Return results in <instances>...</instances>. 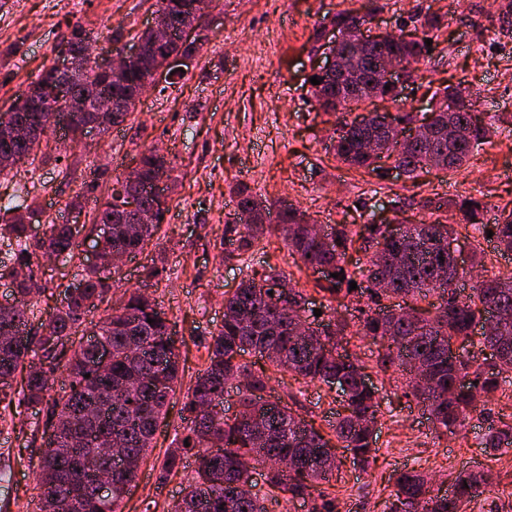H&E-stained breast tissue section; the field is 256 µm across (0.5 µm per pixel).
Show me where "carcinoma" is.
Segmentation results:
<instances>
[{
	"label": "carcinoma",
	"instance_id": "cac0c4a2",
	"mask_svg": "<svg viewBox=\"0 0 512 512\" xmlns=\"http://www.w3.org/2000/svg\"><path fill=\"white\" fill-rule=\"evenodd\" d=\"M172 0H158L157 13L167 26L177 29L182 17L168 10ZM358 15L340 12L332 25L345 32L339 55L344 61L343 81L316 75L320 84L312 93L320 109L336 115L334 150L336 159L356 170L389 168L409 178L430 168L454 174L468 161L475 148L490 141L492 128L475 112L472 100L451 87L444 88L438 106L449 113L422 140L406 143L401 153L385 155L383 149L396 138L400 126L413 120L411 112L389 117L385 112H362L371 100L367 81L374 68L389 55L416 64L427 57L428 33L441 28L443 17L427 14L420 22L422 36L404 39L388 33L384 40L360 46L350 35ZM137 40L149 44L152 54L164 56L181 50L192 53L193 42L173 40L162 46L151 43L147 31ZM147 70L132 64L119 83L112 84V104L126 118L135 108L137 91ZM58 97L44 100L40 136L32 140L0 141V175L10 173L38 155H49L50 137L57 134L55 110ZM140 181L134 191L144 195L156 184L170 179L173 166L163 155L147 149L139 156ZM129 185L116 178L111 194L99 205L90 225L48 224L42 237L29 234L37 222L33 207L36 185L23 186L8 199L0 215V238L8 250L0 259V281L11 285L19 307L0 313V403L5 389L19 374L20 394L29 407L46 412L42 432L43 450L38 459L41 493L36 512H123V503L134 486L138 471L117 468L112 455L97 449L101 438L113 437L129 463H142L150 451L149 437L165 422L175 396L179 354L169 320L139 290L124 292L112 313L85 328L90 309L104 301L112 290V252L142 253L160 230L167 203L148 197L144 203L156 208L155 222L139 223L134 211L120 209L117 201ZM237 212L234 223L225 225L234 249L229 256L247 263L246 255L274 230L306 268L325 267L338 274L322 287L340 302L349 296L350 282L361 276L379 311L357 309L347 318L335 307L328 320L317 325L326 330L316 335L297 331L294 323L308 319L304 294L278 273H246L238 287L224 297V322L207 346L206 367L188 388L181 407V420L190 446L180 444L181 453H168L162 477L178 469L184 453L196 451V476L188 482L172 512H267L264 502L280 493L288 499L312 503L309 512H338L336 498L328 492L338 479L340 460L336 449H345L353 462L364 465L376 451L372 428L383 415L379 389L366 387L364 366L349 352L350 337L370 338L381 343L377 367L383 375L395 374L403 395L421 404L435 428L454 434L466 426L471 415L480 413L502 389L503 375L512 373V275L493 274L472 287L462 298L443 272L451 270V257L440 241L456 234L445 213L452 207L459 223L481 234L493 232L497 249L512 252V213L501 214L497 223H484L487 204L474 197L426 198L421 209L428 217L402 225L398 234L387 224L368 222L352 229L334 224L327 247L317 237L315 225L294 204H278L276 224L267 223L270 208L255 211L257 198L240 183L235 189ZM95 237L104 263L81 268L76 283L66 286L64 300L50 315L44 332L27 338L30 316L41 289L35 287L37 269L33 258L41 253L74 256L80 247L81 230ZM367 253L364 266L349 269L348 254L357 241ZM440 294L433 314L418 311V302ZM400 299L404 307L388 301ZM481 323L480 352L491 358L476 359L466 352L448 356V344L469 343L476 323ZM100 338L110 357L102 370L94 369L98 345L85 331ZM262 360L255 365L245 354ZM275 372L331 386L344 381L347 393L343 411L329 422V432L315 427L282 402L260 404L271 389ZM65 376L61 391L50 394L54 374ZM90 377H85V374ZM238 381L239 410L224 413V389ZM80 439L83 447L95 449L87 458H72L65 449ZM480 444L493 451L512 447V423L491 426ZM266 469L267 488L253 480L255 466ZM112 470V490L103 494L98 473ZM492 484L489 473L462 470L453 480L454 496L432 495L431 486L418 470L397 474L396 490L387 512H466Z\"/></svg>",
	"mask_w": 512,
	"mask_h": 512
}]
</instances>
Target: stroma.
Returning <instances> with one entry per match:
<instances>
[{
  "instance_id": "stroma-1",
  "label": "stroma",
  "mask_w": 512,
  "mask_h": 512,
  "mask_svg": "<svg viewBox=\"0 0 512 512\" xmlns=\"http://www.w3.org/2000/svg\"><path fill=\"white\" fill-rule=\"evenodd\" d=\"M156 2L0 0V109L56 60L73 26L93 32L109 50H126L151 22ZM341 11L369 15L373 33L417 34L423 15L443 16V26L431 34V53L420 64L421 79L402 96L407 111L424 113L443 88H461L492 125L491 142L475 150L456 175L434 169L415 179L394 173L381 178L336 161L335 119L313 99L310 77L317 61L312 35ZM148 148L163 150L174 166L163 185L168 205L159 230L163 248L128 257L114 293L141 290L165 311L180 342L183 375L124 512H169L197 468L190 454L178 472L161 474L166 450L184 435L182 398L206 366V345L224 320V296L241 280L224 237L236 183L269 201L287 200L321 225L392 217L397 198L406 203L403 217L410 222L421 219L419 203L429 197L480 198L488 206V224L512 210V0H213L207 38L184 76L173 77L164 91L142 96L122 125L93 134L88 143L62 147L60 159L24 164L0 176V198L33 183L44 221L59 219L73 203L91 209L94 198L106 194L132 158ZM91 254L87 239L73 258L41 261L45 290L31 319L32 333L60 306L65 285ZM154 264L166 268V275L147 278L146 269ZM251 264L291 279L315 306L325 304L316 274L301 268L280 237L264 239ZM353 351L371 383L381 388L384 415L369 465L354 463L344 449L336 451L342 463L339 512H383L395 474L411 468L435 478L442 491L461 469L489 471L493 488L471 512H512V447L490 451L477 439L489 425L512 421V385L463 432L442 434L414 400L384 384L375 367V344L362 340ZM266 396L296 399L297 412L321 428L341 407L335 391L288 373L273 380ZM45 419L23 404L0 418V471L10 474L9 486L0 485L6 512L35 510L36 468L15 465L14 459L38 458Z\"/></svg>"
}]
</instances>
